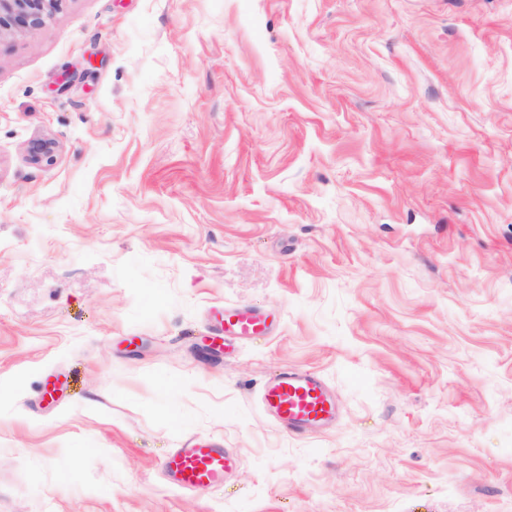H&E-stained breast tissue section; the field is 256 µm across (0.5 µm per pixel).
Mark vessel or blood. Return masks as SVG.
Segmentation results:
<instances>
[{
    "label": "vessel or blood",
    "mask_w": 512,
    "mask_h": 512,
    "mask_svg": "<svg viewBox=\"0 0 512 512\" xmlns=\"http://www.w3.org/2000/svg\"><path fill=\"white\" fill-rule=\"evenodd\" d=\"M225 339H251L269 325L262 314L247 307H228L221 314ZM263 404L268 414L288 432L307 433L324 429L336 420V399L318 374L303 369H284L264 387ZM235 465L228 452L209 441L174 449L164 467L176 487L201 490L223 480Z\"/></svg>",
    "instance_id": "1"
}]
</instances>
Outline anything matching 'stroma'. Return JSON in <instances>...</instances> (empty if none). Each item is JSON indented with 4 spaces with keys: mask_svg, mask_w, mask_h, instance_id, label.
Segmentation results:
<instances>
[{
    "mask_svg": "<svg viewBox=\"0 0 512 512\" xmlns=\"http://www.w3.org/2000/svg\"><path fill=\"white\" fill-rule=\"evenodd\" d=\"M227 305L273 323L216 356ZM284 367L334 428L265 416ZM200 438L237 465L179 490ZM0 512H512V0H60L0 38Z\"/></svg>",
    "mask_w": 512,
    "mask_h": 512,
    "instance_id": "35a3bbf8",
    "label": "stroma"
}]
</instances>
